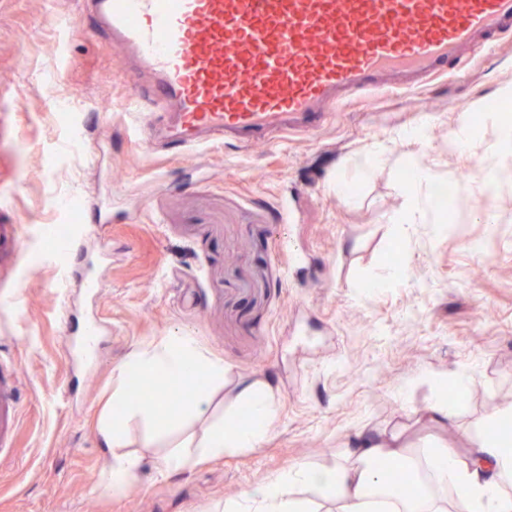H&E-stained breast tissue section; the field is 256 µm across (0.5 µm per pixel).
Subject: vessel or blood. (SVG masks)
<instances>
[{
  "mask_svg": "<svg viewBox=\"0 0 512 512\" xmlns=\"http://www.w3.org/2000/svg\"><path fill=\"white\" fill-rule=\"evenodd\" d=\"M128 62L142 141L186 152L314 133L352 96L415 91L512 31V0H84ZM81 358L101 323H74ZM0 381V447L17 425Z\"/></svg>",
  "mask_w": 512,
  "mask_h": 512,
  "instance_id": "1",
  "label": "vessel or blood"
}]
</instances>
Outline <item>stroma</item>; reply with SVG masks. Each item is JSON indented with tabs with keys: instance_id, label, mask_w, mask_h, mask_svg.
Returning a JSON list of instances; mask_svg holds the SVG:
<instances>
[{
	"instance_id": "35a3bbf8",
	"label": "stroma",
	"mask_w": 512,
	"mask_h": 512,
	"mask_svg": "<svg viewBox=\"0 0 512 512\" xmlns=\"http://www.w3.org/2000/svg\"><path fill=\"white\" fill-rule=\"evenodd\" d=\"M78 10V0H0V224L24 239L0 265V372L18 398L0 512H215L297 466L335 464L358 428L460 445L512 405V178L493 170L512 153L486 118L512 83V37L431 89L354 100L317 134L170 155L142 143L124 59L92 18L60 29ZM471 114L480 134L449 154V132ZM414 127L424 145L403 139ZM418 165L460 178L466 206L448 207L451 233L427 223L400 239L391 216L427 192L410 186ZM97 199L111 222H93ZM58 224L82 247L50 260ZM101 253L92 303L79 273ZM387 268L397 282L364 289ZM69 309L104 326L92 372L70 366ZM180 332L224 361L218 414L242 418L245 376L273 388L278 412L256 447L170 477L172 437L129 423L140 464L113 492L98 435L112 371ZM448 388L461 396L453 424H425L421 411Z\"/></svg>"
}]
</instances>
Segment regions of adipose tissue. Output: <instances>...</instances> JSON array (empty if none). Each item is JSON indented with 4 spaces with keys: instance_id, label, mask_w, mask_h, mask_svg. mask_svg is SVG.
<instances>
[{
    "instance_id": "adipose-tissue-1",
    "label": "adipose tissue",
    "mask_w": 512,
    "mask_h": 512,
    "mask_svg": "<svg viewBox=\"0 0 512 512\" xmlns=\"http://www.w3.org/2000/svg\"><path fill=\"white\" fill-rule=\"evenodd\" d=\"M164 383L184 389L187 400L174 409L160 403L148 406L127 395L134 379ZM117 388L112 411L102 414L98 432L114 457L112 486L120 488L137 469L136 456L125 453L124 425L145 420L157 434L180 426L184 415L206 416L214 403L216 386L224 379L223 360L206 354L197 339L184 333L170 336L152 348L137 350L115 370ZM239 397L254 421L210 422L201 435L189 436L165 456L166 474L185 470L197 456H214L227 450L255 447L277 411L278 400L266 384L249 378L238 383ZM379 460L415 464L425 472L419 491L409 498L395 496L373 467ZM302 488L335 504V512H512V433L469 439L465 452L442 444L416 453L403 431H357L343 460L328 467H299L273 480L253 486L245 502L262 512H313L296 498Z\"/></svg>"
}]
</instances>
